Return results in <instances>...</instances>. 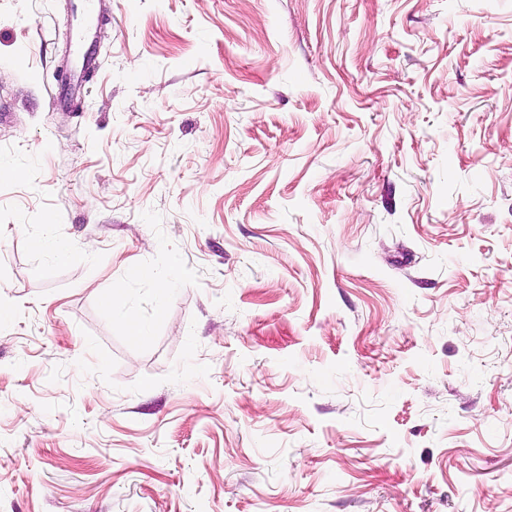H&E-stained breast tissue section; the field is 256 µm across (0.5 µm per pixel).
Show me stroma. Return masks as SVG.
<instances>
[{"label": "stroma", "instance_id": "1", "mask_svg": "<svg viewBox=\"0 0 512 512\" xmlns=\"http://www.w3.org/2000/svg\"><path fill=\"white\" fill-rule=\"evenodd\" d=\"M85 20L0 0V512H512V0Z\"/></svg>", "mask_w": 512, "mask_h": 512}]
</instances>
